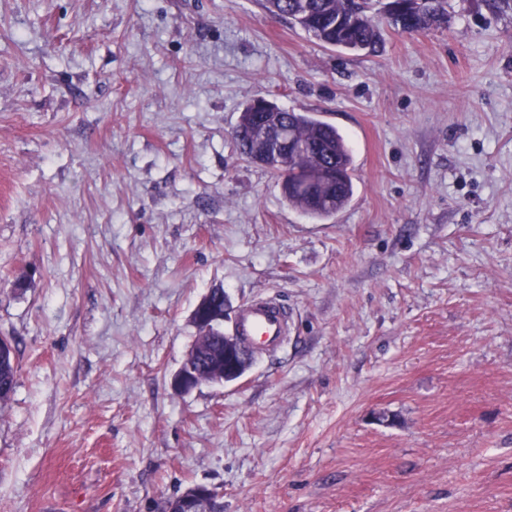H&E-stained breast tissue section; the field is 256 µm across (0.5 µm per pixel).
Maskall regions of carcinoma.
Wrapping results in <instances>:
<instances>
[{
    "instance_id": "obj_1",
    "label": "carcinoma",
    "mask_w": 512,
    "mask_h": 512,
    "mask_svg": "<svg viewBox=\"0 0 512 512\" xmlns=\"http://www.w3.org/2000/svg\"><path fill=\"white\" fill-rule=\"evenodd\" d=\"M265 11L273 17H286L322 45L347 49L361 44L368 53L381 47L378 25L369 16L372 0H363L360 15L351 19L348 0H263ZM449 0H420L409 24L397 17L391 22L401 32L416 34L431 28H446L451 18ZM267 113L270 121L286 129L305 151L294 161L285 162L272 155L257 157L249 128L257 112ZM233 139L239 155L261 166L281 179L288 205L307 216L324 220L345 208L354 194L351 177L352 155L344 137L333 126L308 112H295L272 102L257 109L249 103L240 113ZM224 289H211L210 306L195 312L193 323L203 337L198 351L203 357L192 362L193 370L204 383L214 382L210 365L223 354ZM18 372L17 348L7 339H0V403L8 402L14 393Z\"/></svg>"
}]
</instances>
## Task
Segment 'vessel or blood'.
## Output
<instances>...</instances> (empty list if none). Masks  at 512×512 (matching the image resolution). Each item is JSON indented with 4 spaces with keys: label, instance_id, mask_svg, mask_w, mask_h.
Segmentation results:
<instances>
[{
    "label": "vessel or blood",
    "instance_id": "b4317fda",
    "mask_svg": "<svg viewBox=\"0 0 512 512\" xmlns=\"http://www.w3.org/2000/svg\"><path fill=\"white\" fill-rule=\"evenodd\" d=\"M234 330L247 347H273L288 334V312L275 300L257 299L240 309Z\"/></svg>",
    "mask_w": 512,
    "mask_h": 512
}]
</instances>
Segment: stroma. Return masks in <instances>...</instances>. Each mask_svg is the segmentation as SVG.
I'll list each match as a JSON object with an SVG mask.
<instances>
[{"label": "stroma", "mask_w": 512, "mask_h": 512, "mask_svg": "<svg viewBox=\"0 0 512 512\" xmlns=\"http://www.w3.org/2000/svg\"><path fill=\"white\" fill-rule=\"evenodd\" d=\"M322 46L260 0H0V512H512V10ZM263 97L347 138L318 223L241 158ZM280 347L172 387L211 289ZM234 330L240 343L253 348L258 344L274 347L288 335V311L272 299L253 300L235 317ZM17 348L7 339H0V403L8 402L14 393L18 357ZM212 490L201 488L183 493L177 499L176 509L167 512H211Z\"/></svg>", "instance_id": "stroma-1"}]
</instances>
